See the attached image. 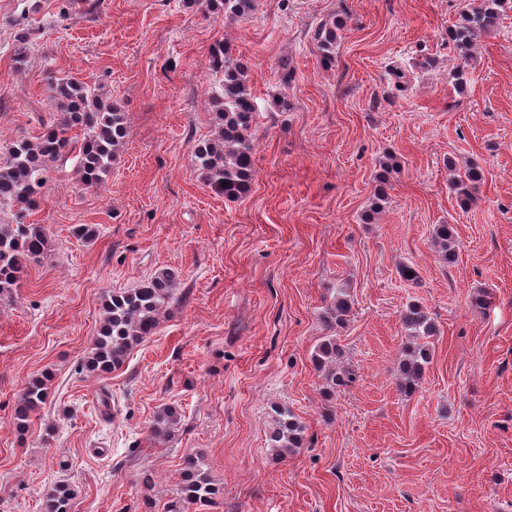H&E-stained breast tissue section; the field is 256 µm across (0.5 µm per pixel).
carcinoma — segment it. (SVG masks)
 <instances>
[{
  "mask_svg": "<svg viewBox=\"0 0 512 512\" xmlns=\"http://www.w3.org/2000/svg\"><path fill=\"white\" fill-rule=\"evenodd\" d=\"M507 0H480L462 15L454 32L457 46L469 50L473 41L497 26ZM186 7L202 6L222 14L233 22L250 15L255 0H183ZM343 23L328 20L316 33L317 47L324 59H331L338 31ZM210 67L219 76L217 90L211 95L212 113L218 129L217 137L193 146L195 167L201 183L227 200L241 199L250 192L254 172L252 129L257 112L248 84V65L232 59L228 43L219 41L210 48ZM49 90L56 100L60 116L48 123L39 137H26L11 142L0 157V208L15 211L13 224H0V306L14 301V289L30 265L39 263L51 252L49 230L44 224L27 222L41 198L46 175L53 163L74 154L78 158L81 180L88 186L98 185L111 169L119 147L127 134L125 113L102 101L95 89L72 76L50 77ZM480 174L468 168L452 181L460 205L468 207L472 189ZM433 238L445 260L455 257L458 248L456 232L450 224H437ZM175 273L160 269L143 279L136 287L111 291L103 304V320L91 350L82 367L101 375L121 368L131 351L154 335L161 318L174 300ZM351 308L345 290L323 311V323L332 328L345 321ZM400 321L408 334L417 340L405 349L399 368V386L411 393L423 378L431 359L426 339L437 334L435 323L418 303L407 305ZM343 350L330 336L323 340L311 356L316 371L326 376V394L353 381L354 373L342 365ZM52 375L44 372L27 381L18 396L12 424L25 434L32 417L48 403ZM271 430L268 447L276 456L285 458L303 446L305 426L294 412L283 405H270ZM180 410L172 405L159 409L148 425L151 439L161 442L174 435L180 422ZM182 484L178 505L170 512H203L220 494L203 470L199 457L188 454L183 459ZM75 489L69 484L55 483L41 496L42 512H71Z\"/></svg>",
  "mask_w": 512,
  "mask_h": 512,
  "instance_id": "cac0c4a2",
  "label": "carcinoma"
}]
</instances>
